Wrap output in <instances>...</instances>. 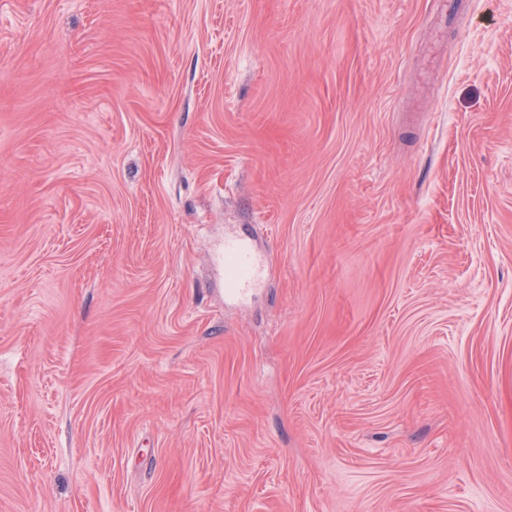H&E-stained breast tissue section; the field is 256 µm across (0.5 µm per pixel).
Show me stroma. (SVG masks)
<instances>
[{
	"instance_id": "stroma-1",
	"label": "stroma",
	"mask_w": 512,
	"mask_h": 512,
	"mask_svg": "<svg viewBox=\"0 0 512 512\" xmlns=\"http://www.w3.org/2000/svg\"><path fill=\"white\" fill-rule=\"evenodd\" d=\"M0 512H512V0H0ZM224 262L234 286L232 290L240 297L245 296L261 274V267L252 245L244 239H225Z\"/></svg>"
}]
</instances>
